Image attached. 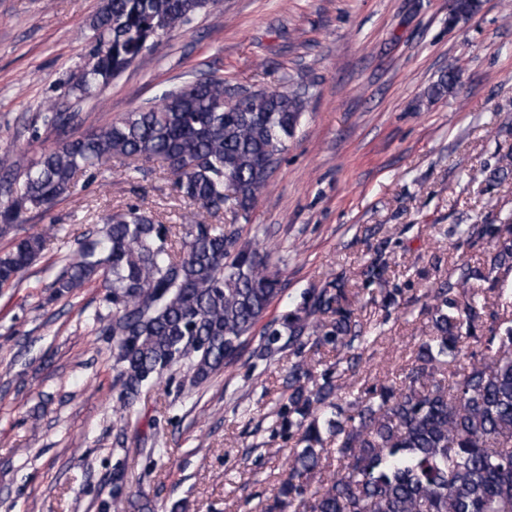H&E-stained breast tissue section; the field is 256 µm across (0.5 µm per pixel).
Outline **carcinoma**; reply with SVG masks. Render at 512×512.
<instances>
[{"label": "carcinoma", "instance_id": "carcinoma-1", "mask_svg": "<svg viewBox=\"0 0 512 512\" xmlns=\"http://www.w3.org/2000/svg\"><path fill=\"white\" fill-rule=\"evenodd\" d=\"M480 0H452L451 20L474 14ZM206 0H103L92 17V45L71 89L81 99L126 70L154 39L188 25ZM456 75L442 74L429 97L453 92ZM305 111L298 90H235L208 73L166 92L158 105L138 108L117 122L66 137L33 166L0 155V233L49 212L74 191L87 172H102L113 159L123 174L146 175L159 161L172 193L197 207L185 216L186 236L138 205L106 214L104 235L81 244L53 283L59 295L91 281L105 289L112 317H104L121 364L123 405L130 407L163 371L186 364L196 382L230 364L244 338L279 295L269 255L238 245V221L269 187L281 154ZM67 133L80 122L50 102L32 120ZM231 213L233 223H224ZM473 247L492 244L484 269L466 262L424 295L428 315L422 342L399 378L361 389L352 414L336 403L333 373L308 388L313 377L303 360L292 367L287 403L277 411L281 431L295 439L276 507L292 512H512V302L501 284L512 274V217L498 224L453 226ZM46 230L0 255V288L18 283L50 241ZM389 259L380 254L365 271L383 286L384 303L402 288L383 279ZM488 284L493 304L473 290ZM343 273L313 294L306 306L268 326L263 351L283 335L311 337L309 352H332L343 372H354L360 347L373 342L357 330ZM468 365L449 367L448 358ZM335 444L336 472L316 480L324 438Z\"/></svg>", "mask_w": 512, "mask_h": 512}]
</instances>
